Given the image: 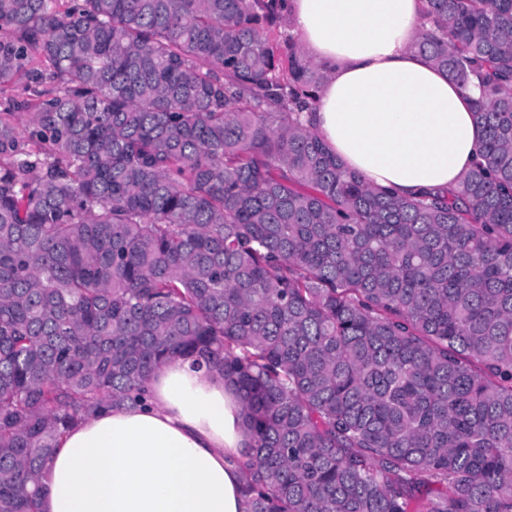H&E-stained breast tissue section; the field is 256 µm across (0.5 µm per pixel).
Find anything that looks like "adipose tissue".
<instances>
[{
	"label": "adipose tissue",
	"instance_id": "adipose-tissue-1",
	"mask_svg": "<svg viewBox=\"0 0 512 512\" xmlns=\"http://www.w3.org/2000/svg\"><path fill=\"white\" fill-rule=\"evenodd\" d=\"M423 0H288L325 78L303 120L370 186L411 197L458 184L478 158L476 89L411 51ZM249 437L223 375L168 359L143 402L110 407L57 442L42 512H244Z\"/></svg>",
	"mask_w": 512,
	"mask_h": 512
}]
</instances>
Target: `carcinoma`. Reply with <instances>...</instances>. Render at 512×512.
<instances>
[{"instance_id": "carcinoma-1", "label": "carcinoma", "mask_w": 512, "mask_h": 512, "mask_svg": "<svg viewBox=\"0 0 512 512\" xmlns=\"http://www.w3.org/2000/svg\"><path fill=\"white\" fill-rule=\"evenodd\" d=\"M284 0H0V512L171 356L239 393L244 512H512V0H425L478 159L419 199L301 120Z\"/></svg>"}]
</instances>
